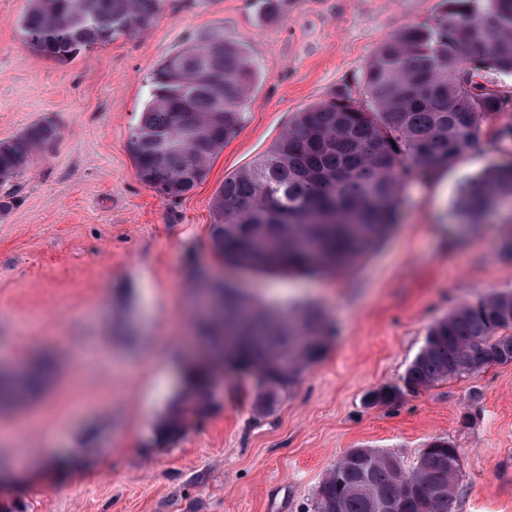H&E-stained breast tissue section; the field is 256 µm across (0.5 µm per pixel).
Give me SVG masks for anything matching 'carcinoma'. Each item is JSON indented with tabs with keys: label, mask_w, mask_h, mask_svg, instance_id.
<instances>
[{
	"label": "carcinoma",
	"mask_w": 512,
	"mask_h": 512,
	"mask_svg": "<svg viewBox=\"0 0 512 512\" xmlns=\"http://www.w3.org/2000/svg\"><path fill=\"white\" fill-rule=\"evenodd\" d=\"M433 20L405 27L375 51L362 99L347 89L295 113L255 162L224 177L213 202L211 239L225 263L267 274L336 273L367 255L389 233L405 185L427 181L463 157L505 100L474 80L489 65L512 72V0H445ZM162 0H30L20 20L38 54L66 62L96 45L147 27ZM257 71L246 49L215 26L187 39L151 79L150 99L130 129L127 150L140 182L164 198L191 192L244 119L242 104ZM48 123L0 142V185L18 178L56 139ZM512 197V161L470 180L456 218L478 223ZM199 335L216 344L227 370L256 378L257 409L294 385L326 335L312 307L274 315L228 283L202 296ZM512 363V292L464 305L435 322L401 378L373 394L393 403L452 376ZM39 375H0V400L30 391ZM209 373L187 378L192 408L205 410ZM314 495L313 512H451L461 473L458 449L444 439L427 445L414 466L393 454L353 448Z\"/></svg>",
	"instance_id": "obj_1"
}]
</instances>
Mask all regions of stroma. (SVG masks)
I'll return each instance as SVG.
<instances>
[{"instance_id": "obj_1", "label": "stroma", "mask_w": 512, "mask_h": 512, "mask_svg": "<svg viewBox=\"0 0 512 512\" xmlns=\"http://www.w3.org/2000/svg\"><path fill=\"white\" fill-rule=\"evenodd\" d=\"M0 0V142L37 122L58 136L11 190L0 188V371L45 384L0 406V457L31 465L0 504L19 512H309L350 449L413 465L442 438L462 470L452 512H512V364L370 402L399 383L428 328L459 307L512 292V206L478 224L451 211L465 181L512 154V72L479 80L508 100L436 179L410 182L398 222L355 267L257 275L211 242L225 176L263 154L301 108L357 88L377 47L432 20L444 0H163L146 29L62 63L38 55ZM258 70L244 121L184 197L142 184L127 150L151 76L184 39L213 26ZM208 268L279 314L319 309L334 335L288 395L254 409L253 375L216 371L205 413L185 407V372L207 348L179 315ZM180 418L176 433L168 422Z\"/></svg>"}]
</instances>
